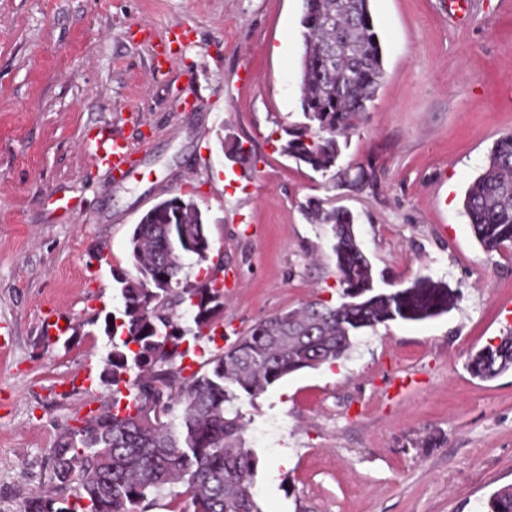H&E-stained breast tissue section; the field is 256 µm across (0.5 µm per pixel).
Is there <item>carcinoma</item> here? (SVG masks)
Segmentation results:
<instances>
[{
    "label": "carcinoma",
    "mask_w": 512,
    "mask_h": 512,
    "mask_svg": "<svg viewBox=\"0 0 512 512\" xmlns=\"http://www.w3.org/2000/svg\"><path fill=\"white\" fill-rule=\"evenodd\" d=\"M339 11L347 27L323 28V18ZM301 27L306 46L344 41L351 89L336 90L328 55L313 51L303 59L301 108L308 123L286 130L283 151L339 185L358 187L367 173L352 177L338 165V137L358 127L384 76L373 15L365 0H306ZM464 208L486 250L512 244V134L497 142ZM306 213L315 224L331 225L343 301L276 314L188 376L185 336L214 341L224 313L216 276L197 282L184 274L186 256L208 258L206 224L198 205L182 197L162 200L143 215L130 236L135 273L115 274L123 317L105 326L107 336L119 337L102 371L115 386L112 407L60 433L52 453L55 486L34 492L20 512H151L159 498L168 495L174 505L183 493L193 512H262L254 481L259 457L243 438L239 396L255 398L295 372L344 358L366 329L446 313L455 298L446 283L425 275L406 288L377 289L353 216L315 200ZM181 306L195 328L180 330ZM468 368L481 380L512 370V332L471 355ZM132 372V390L121 398L117 386ZM485 512H512V485L495 491Z\"/></svg>",
    "instance_id": "carcinoma-1"
}]
</instances>
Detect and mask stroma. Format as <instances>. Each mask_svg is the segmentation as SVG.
<instances>
[{
    "label": "stroma",
    "mask_w": 512,
    "mask_h": 512,
    "mask_svg": "<svg viewBox=\"0 0 512 512\" xmlns=\"http://www.w3.org/2000/svg\"><path fill=\"white\" fill-rule=\"evenodd\" d=\"M370 8L384 78L340 140V165L369 175L355 189L282 150L304 121L303 0H0V512L51 485L63 429L111 406L114 275L132 269L134 225L175 195L211 244L186 258L189 280L224 266V336L206 353L281 311L340 303L311 199L352 213L377 288L427 275L456 293L443 315L377 326L336 363L238 401L262 512H482L512 484V370L467 368L512 332V247L486 251L463 206L512 133V0L470 16L445 0ZM102 132L128 143L133 178L95 167ZM49 313L67 336L43 335Z\"/></svg>",
    "instance_id": "obj_1"
}]
</instances>
